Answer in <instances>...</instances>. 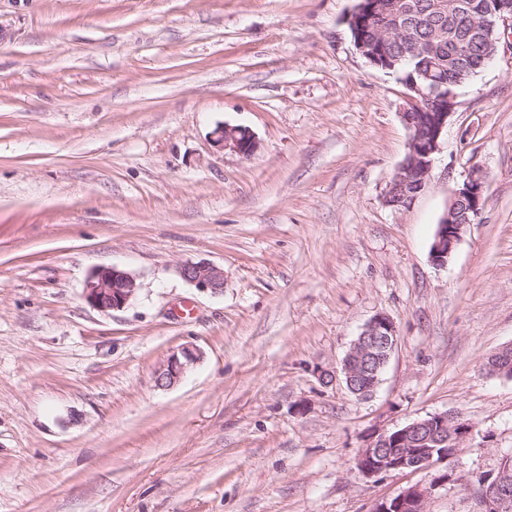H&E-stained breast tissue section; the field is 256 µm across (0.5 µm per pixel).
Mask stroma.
<instances>
[{
  "label": "stroma",
  "mask_w": 512,
  "mask_h": 512,
  "mask_svg": "<svg viewBox=\"0 0 512 512\" xmlns=\"http://www.w3.org/2000/svg\"><path fill=\"white\" fill-rule=\"evenodd\" d=\"M355 0H0V512H427L512 455V23L455 89L431 182L384 195L405 87L344 22ZM249 128L250 157L215 147ZM484 206L429 258L470 166ZM224 270L214 295L180 266ZM136 301L84 299L98 267ZM397 346L374 393L320 384L374 316ZM203 360L156 387L169 353ZM473 426L429 470L365 477L370 438L441 412ZM214 144L223 149H229L242 156L250 157L258 148L254 134L246 127L219 125L212 133ZM136 276L116 266L99 267L88 276L84 298L102 312L123 310L136 300L139 292ZM428 488L414 485L397 496L378 502L373 512H426Z\"/></svg>",
  "instance_id": "35a3bbf8"
}]
</instances>
